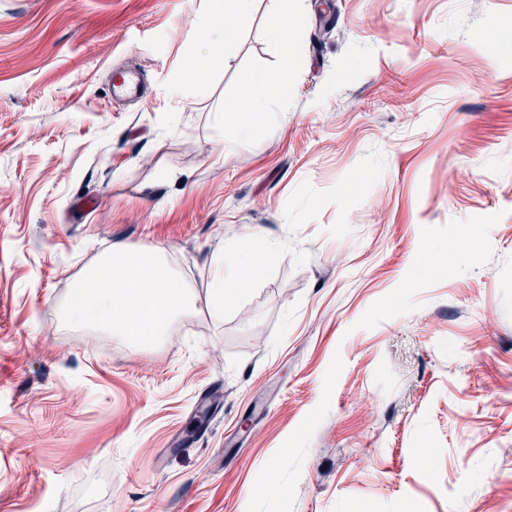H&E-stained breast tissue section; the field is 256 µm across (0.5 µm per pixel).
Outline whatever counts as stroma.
I'll return each mask as SVG.
<instances>
[{
    "label": "stroma",
    "mask_w": 512,
    "mask_h": 512,
    "mask_svg": "<svg viewBox=\"0 0 512 512\" xmlns=\"http://www.w3.org/2000/svg\"><path fill=\"white\" fill-rule=\"evenodd\" d=\"M208 8L0 0V512H512V0H304L247 139L268 0L198 84ZM248 238L222 316H66L112 244L200 290ZM269 1L273 20L268 37L281 48L283 66L273 72L255 73L242 85L235 99L224 102L225 133L230 130L240 138L252 135L253 121L266 111L271 100H285L292 90L290 67L298 46L293 25L302 10L303 0ZM142 79L132 70L115 69L112 73V98L124 100L141 94ZM266 273L265 254L254 240L235 243L216 260L207 283V302L214 315L236 302Z\"/></svg>",
    "instance_id": "1"
}]
</instances>
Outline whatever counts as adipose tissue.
<instances>
[{
  "instance_id": "adipose-tissue-1",
  "label": "adipose tissue",
  "mask_w": 512,
  "mask_h": 512,
  "mask_svg": "<svg viewBox=\"0 0 512 512\" xmlns=\"http://www.w3.org/2000/svg\"><path fill=\"white\" fill-rule=\"evenodd\" d=\"M303 0H270L271 42L283 54V66L273 72L255 73L241 87L237 97L224 104L227 130L240 138L250 137L253 122L274 99H287L292 90L290 67L298 46L294 22ZM254 0H209L207 25L200 42L205 57L186 61L184 70L194 80H204L210 71L222 67L235 48L239 23L253 8ZM266 273L265 255L256 241L235 243L216 260L206 298L212 314H222ZM196 290L185 287L160 255L138 252L122 244L112 245L102 262L80 284L70 304L69 317L78 323L93 322L113 332L146 342L161 335L171 316L194 310Z\"/></svg>"
}]
</instances>
